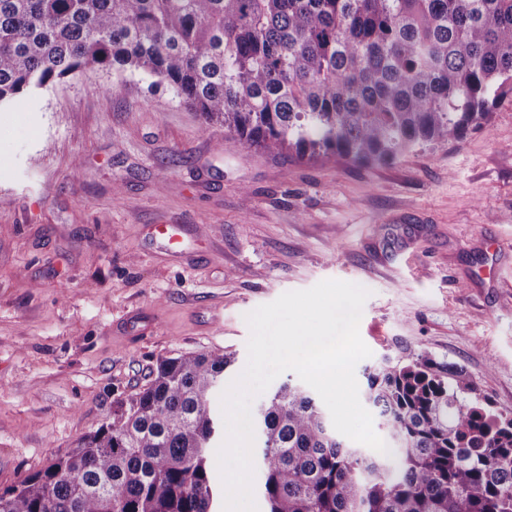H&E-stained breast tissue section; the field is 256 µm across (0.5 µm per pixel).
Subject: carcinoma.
Listing matches in <instances>:
<instances>
[{"label":"carcinoma","instance_id":"obj_1","mask_svg":"<svg viewBox=\"0 0 512 512\" xmlns=\"http://www.w3.org/2000/svg\"><path fill=\"white\" fill-rule=\"evenodd\" d=\"M93 68L169 84L242 151L389 163L512 98V0H0V106ZM231 363L159 361L0 512H218L210 396ZM474 392L415 350L373 367L394 445L366 454L282 385L253 415L269 512H512V419Z\"/></svg>","mask_w":512,"mask_h":512}]
</instances>
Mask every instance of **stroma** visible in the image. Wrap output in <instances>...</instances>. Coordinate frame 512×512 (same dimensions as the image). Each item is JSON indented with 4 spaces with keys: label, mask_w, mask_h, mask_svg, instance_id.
Returning <instances> with one entry per match:
<instances>
[{
    "label": "stroma",
    "mask_w": 512,
    "mask_h": 512,
    "mask_svg": "<svg viewBox=\"0 0 512 512\" xmlns=\"http://www.w3.org/2000/svg\"><path fill=\"white\" fill-rule=\"evenodd\" d=\"M328 279L370 292L358 385L413 348L512 418V99L462 140L375 165L237 150L142 72L87 69L1 107L0 491L159 360L226 352L232 381L246 314Z\"/></svg>",
    "instance_id": "obj_1"
}]
</instances>
